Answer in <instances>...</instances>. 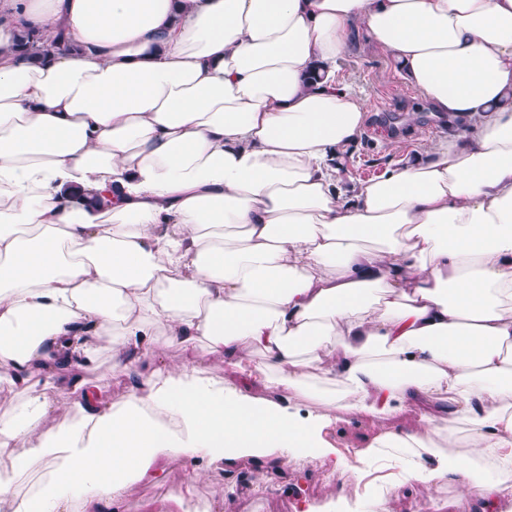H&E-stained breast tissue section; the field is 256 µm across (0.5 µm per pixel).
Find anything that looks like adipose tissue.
Wrapping results in <instances>:
<instances>
[{"label": "adipose tissue", "instance_id": "1", "mask_svg": "<svg viewBox=\"0 0 512 512\" xmlns=\"http://www.w3.org/2000/svg\"><path fill=\"white\" fill-rule=\"evenodd\" d=\"M79 57L30 59L23 29ZM470 127L343 188L367 104L336 78L354 33ZM322 65L324 77L308 73ZM205 344L238 385L145 353ZM121 405L77 376L102 350ZM288 390L303 410L250 395ZM0 512H112L163 461L311 448L335 412L380 431L357 457L456 483L454 512L512 484V0H0ZM465 433L459 459L437 440ZM29 440L22 459L7 448ZM38 464L22 493L13 473ZM12 49L15 52L26 53L32 56L47 55L50 53L78 55V49L65 29H60L55 38L45 43L31 29L19 32Z\"/></svg>", "mask_w": 512, "mask_h": 512}]
</instances>
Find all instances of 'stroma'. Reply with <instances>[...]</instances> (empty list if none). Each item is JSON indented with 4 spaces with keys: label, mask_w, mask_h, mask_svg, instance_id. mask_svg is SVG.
I'll return each instance as SVG.
<instances>
[{
    "label": "stroma",
    "mask_w": 512,
    "mask_h": 512,
    "mask_svg": "<svg viewBox=\"0 0 512 512\" xmlns=\"http://www.w3.org/2000/svg\"><path fill=\"white\" fill-rule=\"evenodd\" d=\"M336 76L368 104L366 122L350 150L341 177L356 185L377 178L412 157L428 143L453 138L457 128L448 126L432 111L420 92L402 77L396 61L363 35L353 41L336 66ZM100 387L102 398L119 403L133 390L129 377L114 372L109 353H102L97 366L86 373ZM415 422L412 412L390 416L382 422L364 418L360 426H346L344 434L330 439L341 455L359 449L361 435L378 428H408ZM380 483L390 491L394 512H413L422 490L397 483L387 470H369L365 481H357L349 468L329 469L320 456L310 454L281 463H260L245 458L235 466L211 468L207 480L190 481V467L179 459L167 461L156 478L137 484L117 512H301L304 503L318 512L336 502L337 487H345L350 499L360 498L365 483ZM191 484L192 491L180 504L168 500L171 489Z\"/></svg>",
    "instance_id": "stroma-1"
}]
</instances>
